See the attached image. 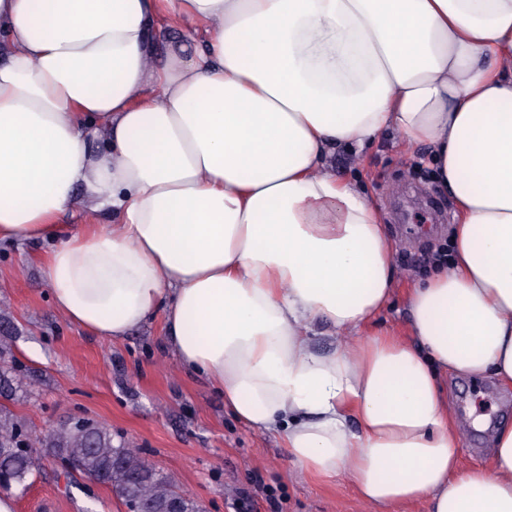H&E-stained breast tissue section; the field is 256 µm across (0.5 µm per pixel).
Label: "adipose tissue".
I'll use <instances>...</instances> for the list:
<instances>
[{"mask_svg": "<svg viewBox=\"0 0 512 512\" xmlns=\"http://www.w3.org/2000/svg\"><path fill=\"white\" fill-rule=\"evenodd\" d=\"M389 131L455 203L409 343L361 336L392 248L327 165ZM44 240L70 322L113 341L163 314L308 474L388 512H512V425L462 467L438 383H512V0H0V243ZM321 324L354 342L314 352Z\"/></svg>", "mask_w": 512, "mask_h": 512, "instance_id": "obj_1", "label": "adipose tissue"}]
</instances>
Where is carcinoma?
Masks as SVG:
<instances>
[{
    "label": "carcinoma",
    "instance_id": "1",
    "mask_svg": "<svg viewBox=\"0 0 512 512\" xmlns=\"http://www.w3.org/2000/svg\"><path fill=\"white\" fill-rule=\"evenodd\" d=\"M26 388L16 379L13 366L0 360V398L11 400ZM47 448L60 459L75 460L81 474L112 490L119 497H130L164 512L175 498L182 499L183 512H202L197 501L182 498V492L168 473L145 460L140 453L120 441L113 442L112 431L90 421H77L69 428H58L49 436L32 439L21 418L0 404V472L10 477L11 486L26 490L27 479L36 465V447Z\"/></svg>",
    "mask_w": 512,
    "mask_h": 512
}]
</instances>
